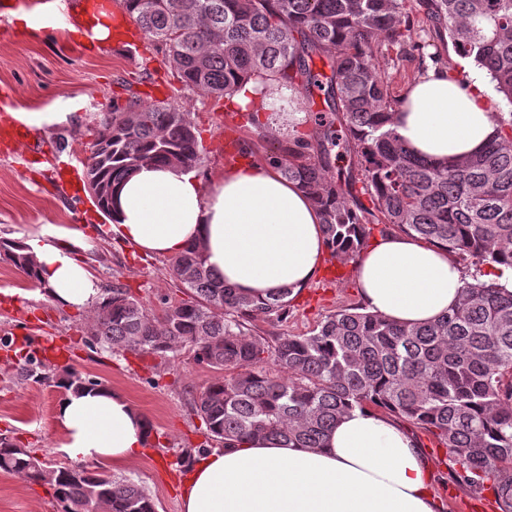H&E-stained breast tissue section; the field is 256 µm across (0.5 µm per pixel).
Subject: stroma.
Returning <instances> with one entry per match:
<instances>
[{"instance_id":"obj_1","label":"stroma","mask_w":512,"mask_h":512,"mask_svg":"<svg viewBox=\"0 0 512 512\" xmlns=\"http://www.w3.org/2000/svg\"><path fill=\"white\" fill-rule=\"evenodd\" d=\"M10 95L15 112L52 114L51 123L33 134L48 155L0 144V237L24 243L32 239L58 246L94 274L98 288L121 281L143 301L176 292L169 260L141 254L118 234L107 230V217L83 187L76 156H88L92 129L113 101L137 92L152 103L172 102L191 114L206 154L203 173L234 165L233 141L249 142L252 159L263 162L275 137L249 126L230 112L224 100L184 86L149 43L140 49L79 47L62 23L28 25L0 19V93ZM354 265L324 262L316 279L291 302L288 333H308L323 317L359 302ZM85 312L54 304L43 288L28 281L9 261L0 259V342L43 351L53 371L70 368L103 381L125 395L152 426L154 441L136 460L122 467L101 461L103 471L130 479L153 497L158 512H182L176 463L182 449L205 444L193 409L195 394L218 374L194 362L188 352L164 360L151 356L112 354L86 343ZM22 362L0 345V435L32 449L47 468L70 465L59 447L64 433L55 423L63 391L54 382L18 379ZM422 452L432 470L436 512H499L490 492H477L451 477L445 448L422 436ZM0 512H53L48 485L0 472Z\"/></svg>"}]
</instances>
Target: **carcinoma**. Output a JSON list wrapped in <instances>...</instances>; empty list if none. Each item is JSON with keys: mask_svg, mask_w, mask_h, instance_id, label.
Returning <instances> with one entry per match:
<instances>
[{"mask_svg": "<svg viewBox=\"0 0 512 512\" xmlns=\"http://www.w3.org/2000/svg\"><path fill=\"white\" fill-rule=\"evenodd\" d=\"M144 38L187 87L222 99L249 79L274 78L295 94L324 95L312 129L288 131L266 155L311 195L330 256L358 261L372 231L404 234L449 255L512 266V112L497 114L485 148L444 163L401 141L391 115L390 50L409 45L426 22L440 40L486 70L512 105V0H120ZM330 74L315 69V59ZM345 156L348 165L335 166ZM143 163L197 168L203 148L190 113L132 92L99 120L84 163L86 185L112 217L114 186ZM0 255L28 280L37 267L22 245L0 239ZM176 288L155 304L116 280L86 326L90 342L114 353L166 359L183 350L224 377L193 397L207 438L250 436L322 446L354 408L388 414L448 449L452 478L489 490L512 512V292L494 281L464 282L438 319L407 326L350 304L306 335L271 342L249 332L262 318L288 319L291 290L262 300L214 277L196 245L171 259ZM19 375L48 379L25 358ZM65 390L104 383L73 370ZM0 471L43 482L62 512H157L140 484L85 465L47 469L30 450L0 441Z\"/></svg>", "mask_w": 512, "mask_h": 512, "instance_id": "carcinoma-1", "label": "carcinoma"}]
</instances>
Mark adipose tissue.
I'll return each mask as SVG.
<instances>
[{
    "mask_svg": "<svg viewBox=\"0 0 512 512\" xmlns=\"http://www.w3.org/2000/svg\"><path fill=\"white\" fill-rule=\"evenodd\" d=\"M394 127L415 152L445 161L479 151L494 134L497 101L486 72L460 79L435 67L404 93ZM112 229L145 255L199 246L206 266L236 291L266 298L306 287L326 255L321 216L297 182L272 164L248 162L202 177L177 165L140 166L114 192ZM52 302L87 309L98 299L91 273L59 249L32 240ZM369 312L397 323L432 321L457 301L463 274L444 249L395 234L358 265ZM55 421L61 451L78 461L124 466L152 441L121 394L66 393ZM182 512H434L431 473L413 436L388 415L344 414L323 447L246 439L198 455L187 468Z\"/></svg>",
    "mask_w": 512,
    "mask_h": 512,
    "instance_id": "1",
    "label": "adipose tissue"
}]
</instances>
